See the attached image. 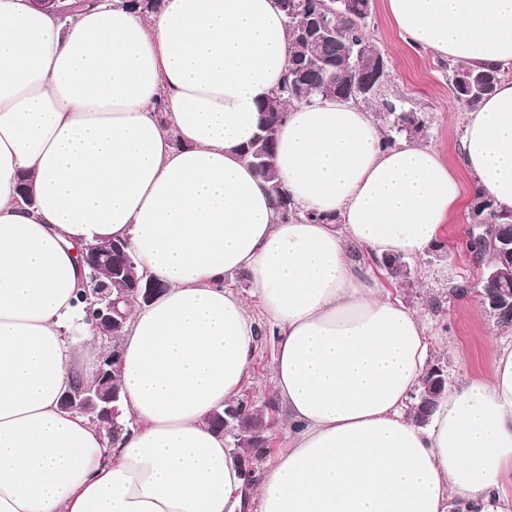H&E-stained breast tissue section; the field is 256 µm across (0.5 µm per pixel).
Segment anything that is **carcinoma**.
Instances as JSON below:
<instances>
[{"label": "carcinoma", "instance_id": "obj_1", "mask_svg": "<svg viewBox=\"0 0 512 512\" xmlns=\"http://www.w3.org/2000/svg\"><path fill=\"white\" fill-rule=\"evenodd\" d=\"M372 15L370 0H338L336 13L323 10L318 0H296L294 11L286 15L288 32V55L295 60L297 69L304 71V78L295 82V71L288 70L284 87L258 105L257 131L242 148V154L251 167L269 184L281 216L295 217L299 209L292 202L279 182L273 165L276 152L277 133L290 100L302 104L322 96L323 84L331 81L336 92L357 102H370L361 92L363 78L377 73V58L380 54L365 51L358 62L348 60L345 45L353 40L365 43V32ZM450 81L455 100L463 109H471L491 95L502 81V68H474L462 63L448 64ZM385 117H393L391 130L401 133L406 130L409 113L395 102L383 104ZM469 220L472 224H488L496 243L506 242L512 246V211H501L494 200L478 193ZM383 267L392 281L406 282L403 268L410 262L402 256H392L383 261ZM419 390H414L411 407L413 419L426 425L436 410L439 399L436 391L424 399H418ZM237 418L224 431L227 447L235 448L242 440L253 448V467L266 458L267 449L257 441L265 426L264 418L247 402H234Z\"/></svg>", "mask_w": 512, "mask_h": 512}]
</instances>
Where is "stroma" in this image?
I'll list each match as a JSON object with an SVG mask.
<instances>
[{
	"label": "stroma",
	"instance_id": "35a3bbf8",
	"mask_svg": "<svg viewBox=\"0 0 512 512\" xmlns=\"http://www.w3.org/2000/svg\"><path fill=\"white\" fill-rule=\"evenodd\" d=\"M366 35L387 59L390 71L370 110L376 113L382 102L403 100L414 124L398 134V141L436 150L462 187V206L451 216L443 239L413 257L409 283L392 290L426 326L428 364L442 366L449 384L456 385L486 375L496 349L512 345V329L501 326L479 300L476 287L483 267L467 247L468 213L475 196L460 150L467 112L451 92L447 59L410 48L388 16L385 0H374ZM277 346L276 333L264 328L241 390L242 398L272 407L275 424L269 437L274 451L288 442V427L270 381Z\"/></svg>",
	"mask_w": 512,
	"mask_h": 512
}]
</instances>
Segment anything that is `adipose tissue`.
<instances>
[{"label": "adipose tissue", "mask_w": 512, "mask_h": 512, "mask_svg": "<svg viewBox=\"0 0 512 512\" xmlns=\"http://www.w3.org/2000/svg\"><path fill=\"white\" fill-rule=\"evenodd\" d=\"M413 47L512 64V0H386ZM279 0H121L68 22L0 0V512H229L239 464L207 420L237 399L258 317L279 336L273 390L288 442L259 512H503L512 493V349L444 391L429 425L405 402L425 327L360 251L417 256L461 190L436 151L385 144L361 104L289 108L274 165L281 219L241 155L283 84ZM463 164L512 210V80L468 114ZM27 178L33 205L18 199ZM126 241L166 285L122 333L120 440L61 395L102 340L69 335L85 286L76 246ZM243 272L261 308L225 288Z\"/></svg>", "instance_id": "adipose-tissue-1"}]
</instances>
